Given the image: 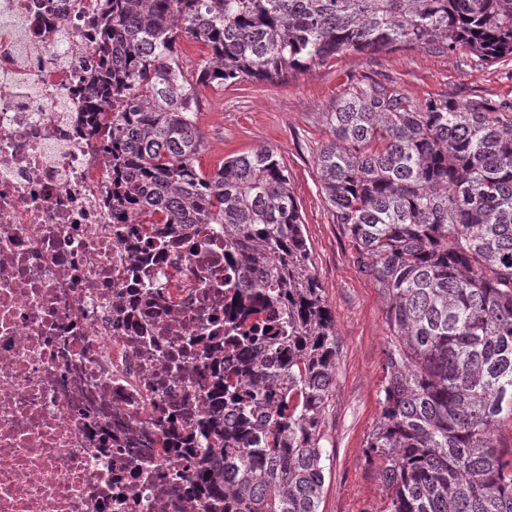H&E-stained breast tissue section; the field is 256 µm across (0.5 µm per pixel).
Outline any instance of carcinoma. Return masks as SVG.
Returning <instances> with one entry per match:
<instances>
[{
	"mask_svg": "<svg viewBox=\"0 0 512 512\" xmlns=\"http://www.w3.org/2000/svg\"><path fill=\"white\" fill-rule=\"evenodd\" d=\"M207 48L183 70L178 39ZM512 55V0H108L91 135L111 145L112 218L221 224L248 273L227 311L239 360L201 424L209 512H319L336 324L270 149L200 171L201 85L284 83L347 52ZM325 201L386 304L387 375L367 445L385 512H512V100L411 102L360 81L326 113ZM278 311L243 331L257 308Z\"/></svg>",
	"mask_w": 512,
	"mask_h": 512,
	"instance_id": "1",
	"label": "carcinoma"
}]
</instances>
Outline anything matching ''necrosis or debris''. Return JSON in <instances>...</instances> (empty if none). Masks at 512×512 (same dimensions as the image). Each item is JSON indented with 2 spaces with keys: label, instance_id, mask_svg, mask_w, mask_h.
Returning <instances> with one entry per match:
<instances>
[{
  "label": "necrosis or debris",
  "instance_id": "4bbe7bcc",
  "mask_svg": "<svg viewBox=\"0 0 512 512\" xmlns=\"http://www.w3.org/2000/svg\"><path fill=\"white\" fill-rule=\"evenodd\" d=\"M107 0H0V512H207L245 271L220 224L112 221L86 112Z\"/></svg>",
  "mask_w": 512,
  "mask_h": 512
}]
</instances>
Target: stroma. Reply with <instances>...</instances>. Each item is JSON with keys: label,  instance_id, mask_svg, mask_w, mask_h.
<instances>
[{"label": "stroma", "instance_id": "obj_1", "mask_svg": "<svg viewBox=\"0 0 512 512\" xmlns=\"http://www.w3.org/2000/svg\"><path fill=\"white\" fill-rule=\"evenodd\" d=\"M383 77L416 103L445 94L512 99L510 55L487 63L461 51L398 50L342 54L277 85L204 86L197 101L203 171L264 147L283 163L300 205L312 272L336 321V375L321 425L331 461L320 512H384L387 505L383 463L367 448L381 418L379 394L386 378L385 301L360 271L345 228L325 202L316 167L330 139L326 113L349 84Z\"/></svg>", "mask_w": 512, "mask_h": 512}]
</instances>
